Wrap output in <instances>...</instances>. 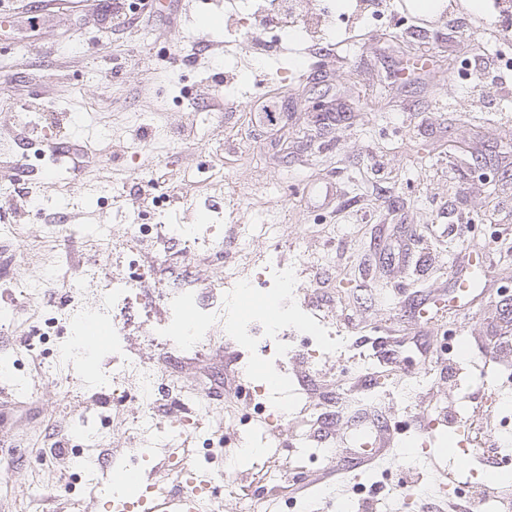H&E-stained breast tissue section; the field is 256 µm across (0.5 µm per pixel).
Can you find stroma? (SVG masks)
Segmentation results:
<instances>
[{"label":"stroma","mask_w":512,"mask_h":512,"mask_svg":"<svg viewBox=\"0 0 512 512\" xmlns=\"http://www.w3.org/2000/svg\"><path fill=\"white\" fill-rule=\"evenodd\" d=\"M137 24L114 18L110 0H77L74 8L0 10V225L9 250L0 255V303L15 305L0 328V363H13L30 387L24 406L0 413V512H114L112 485L96 458L130 455L127 427L141 405L112 399L113 356L158 371V410L170 394L204 399L225 415L255 421L240 395L245 350L215 338L203 354L176 350L144 333L163 307L130 303L128 331L117 353L93 373L55 364V336L39 335L72 290L91 307L92 271L118 272L123 255L100 242L99 224L123 237L122 218L107 205L120 192L129 206L156 198L173 218L236 196L238 224L252 227L247 247L223 229L209 262L188 260L180 244L154 243L151 280L174 276L202 283L203 296L224 277V261L270 253L297 268L300 301L324 318L335 347L321 370L303 356L288 362L292 388L317 414L285 419L273 438L281 456L298 448L335 449L336 461L308 463L295 480L305 494L269 503L254 474L240 476L236 498L220 512H305L357 508L380 500L385 512H438L439 502L407 501L402 477L420 485L477 478L496 502L512 503V481L497 482L477 457L454 451L458 397L469 406L512 399V352L489 358L483 347L505 330L512 311V93L494 111L472 75L483 56L512 59V38L487 0H447L443 9L395 0L379 26L354 10L350 22L322 20L313 37L258 48L229 30L253 12L246 0H126ZM223 46L190 40L194 28ZM329 105L313 110L312 99ZM284 108L269 126L265 106ZM53 142L54 166L30 162ZM48 258L52 273L35 301L22 291L36 267L24 254ZM477 293L462 316L458 279ZM466 338L467 360L449 344ZM211 417L188 425L178 447L212 471L224 468L233 435ZM369 432L380 454L369 467L377 484L337 470L351 461L354 438ZM70 441L89 462L78 472L52 455L49 438Z\"/></svg>","instance_id":"1"}]
</instances>
